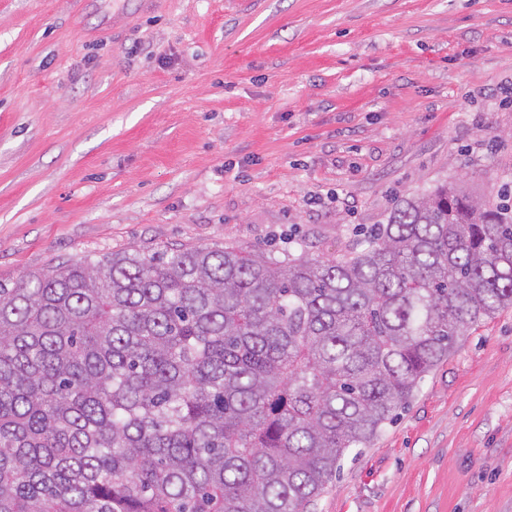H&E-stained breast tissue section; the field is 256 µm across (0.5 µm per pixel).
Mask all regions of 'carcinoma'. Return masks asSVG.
I'll return each mask as SVG.
<instances>
[{
    "label": "carcinoma",
    "instance_id": "cac0c4a2",
    "mask_svg": "<svg viewBox=\"0 0 512 512\" xmlns=\"http://www.w3.org/2000/svg\"><path fill=\"white\" fill-rule=\"evenodd\" d=\"M512 307V189L440 184L360 247L193 246L0 283V512H308Z\"/></svg>",
    "mask_w": 512,
    "mask_h": 512
}]
</instances>
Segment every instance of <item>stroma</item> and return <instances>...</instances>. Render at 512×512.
Masks as SVG:
<instances>
[{"label": "stroma", "mask_w": 512, "mask_h": 512, "mask_svg": "<svg viewBox=\"0 0 512 512\" xmlns=\"http://www.w3.org/2000/svg\"><path fill=\"white\" fill-rule=\"evenodd\" d=\"M512 186V0H0V283L190 246L322 259ZM311 512H512V307Z\"/></svg>", "instance_id": "35a3bbf8"}]
</instances>
